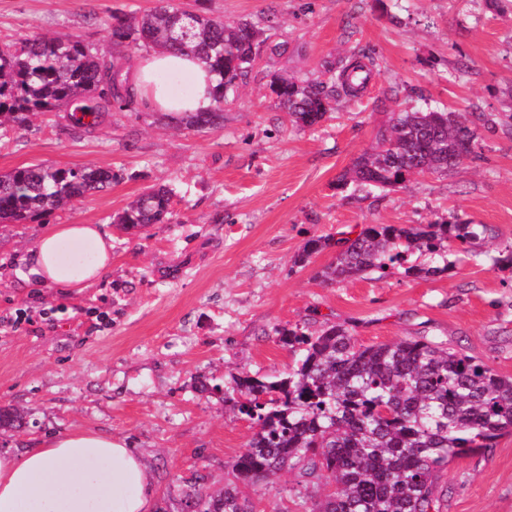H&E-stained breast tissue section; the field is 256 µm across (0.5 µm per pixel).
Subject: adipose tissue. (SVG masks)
Wrapping results in <instances>:
<instances>
[{
    "mask_svg": "<svg viewBox=\"0 0 512 512\" xmlns=\"http://www.w3.org/2000/svg\"><path fill=\"white\" fill-rule=\"evenodd\" d=\"M189 76L193 93L176 97L159 73ZM130 82L148 107L167 115L201 112L212 103L215 77L195 57L156 51L134 65ZM112 268V238L96 224H57L11 262L28 288L84 290ZM142 457L122 440L75 428L22 455L0 454V512H154Z\"/></svg>",
    "mask_w": 512,
    "mask_h": 512,
    "instance_id": "1",
    "label": "adipose tissue"
}]
</instances>
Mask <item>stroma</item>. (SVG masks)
<instances>
[{"mask_svg": "<svg viewBox=\"0 0 512 512\" xmlns=\"http://www.w3.org/2000/svg\"><path fill=\"white\" fill-rule=\"evenodd\" d=\"M154 0H0V45L38 35L74 37L111 52L112 13ZM233 24L275 18L287 50L255 69L224 106L217 129L188 128L135 107L89 131L61 113L0 127V172L31 165L97 166L110 188L23 224H0V318L28 309L32 324L0 326V407L25 425L0 430V452L21 454L49 436L89 428L142 455L158 512H185L191 482L206 492L232 480L252 424L215 386L233 376L275 379L295 362L278 331L345 325L358 343L436 339L512 377V11L473 0H175ZM368 56L364 96L312 127L292 125L269 89L273 76L307 79L323 65ZM467 76H459L460 65ZM430 100L478 107L494 122L480 148L448 173L406 188H337L394 106ZM172 191L168 223L125 231L112 216L151 186ZM460 217L488 225L478 256L449 254L448 274L402 271L325 284L333 250L299 263L313 236L365 224H429ZM51 224H98L112 237V269L80 293L29 291L9 274L16 250ZM440 512H512V433L495 448L449 461ZM327 492L281 472L242 489L252 512H310Z\"/></svg>", "mask_w": 512, "mask_h": 512, "instance_id": "obj_1", "label": "stroma"}]
</instances>
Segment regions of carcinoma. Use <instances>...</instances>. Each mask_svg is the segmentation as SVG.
I'll list each match as a JSON object with an SVG mask.
<instances>
[{
  "label": "carcinoma",
  "instance_id": "cac0c4a2",
  "mask_svg": "<svg viewBox=\"0 0 512 512\" xmlns=\"http://www.w3.org/2000/svg\"><path fill=\"white\" fill-rule=\"evenodd\" d=\"M271 16L233 26L202 12L160 0L141 15L114 13L112 54L99 57L75 38L35 37L0 49V125L22 122L31 112H63L75 129L94 128L105 114L137 102L128 81V50L148 47L194 55L217 77L212 106L180 118L187 127H216L224 102L257 65L262 48L276 56L286 43L260 39ZM374 62L341 59L325 80L275 77L270 90L291 122L320 123L341 98L359 97L373 78ZM494 122L484 112H392L338 179L381 190L403 187L421 173L446 172L460 156L477 155L480 128ZM101 167H18L0 173V224H20L62 210L112 184ZM171 191L152 187L112 223L125 229L164 224ZM492 229L459 218L434 224H367L351 237L309 240L300 261L336 247L318 277L343 282L401 267L427 279L448 271V253L474 255ZM280 341L301 352L296 366L276 380L248 374L224 390L254 432L232 465L224 489L188 493L199 512H251L241 486L281 471H295L334 490L313 512H439L441 473L448 460L495 446L512 432V378L499 375L463 349L435 340L400 339L363 345L347 328L331 324L315 332L279 330Z\"/></svg>",
  "mask_w": 512,
  "mask_h": 512
}]
</instances>
